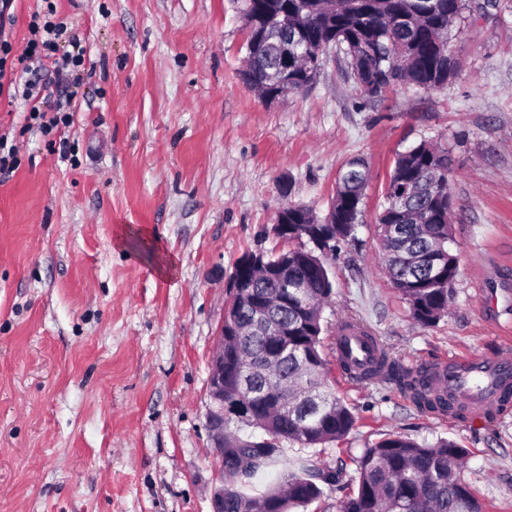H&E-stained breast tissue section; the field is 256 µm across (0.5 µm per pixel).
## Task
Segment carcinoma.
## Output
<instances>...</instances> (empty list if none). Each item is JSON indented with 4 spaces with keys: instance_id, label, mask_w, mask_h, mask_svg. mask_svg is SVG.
Wrapping results in <instances>:
<instances>
[{
    "instance_id": "obj_1",
    "label": "carcinoma",
    "mask_w": 512,
    "mask_h": 512,
    "mask_svg": "<svg viewBox=\"0 0 512 512\" xmlns=\"http://www.w3.org/2000/svg\"><path fill=\"white\" fill-rule=\"evenodd\" d=\"M252 8L275 18L288 19L305 30L303 39L288 40L291 51L288 75L312 85L321 72L309 58L307 44L330 45L342 56L353 80L356 98L377 101L403 86L436 89L434 73L448 67V42L464 12L476 14L495 0H251ZM278 40L261 53L246 41L247 59L255 70L259 90L266 95L272 84L266 77L279 67ZM448 151L422 140L392 161L384 186V207L378 229L394 221L406 227V238L380 236L388 253L384 271L409 306L413 319L430 327L448 311L451 287L458 273L450 216ZM338 188L326 213L313 214L298 206L296 220L312 230L332 234L333 251L352 237L364 206L369 166L359 156L347 159L336 173ZM288 252L266 253V258L288 263V306L275 318L288 324V352L279 354L275 342L261 332L236 336L228 328L224 341V386L236 385V373L260 367L257 374L270 393L246 399L245 418L224 419V512H296L323 494V487L343 480L346 469L284 468L265 492L248 495L238 484L253 478L274 462H282L283 448L266 447L246 430L258 427L268 434L297 444L316 447L344 439L356 417L336 395L326 378L329 360L324 353V304L332 293L327 258L312 249L306 236H288ZM246 288L235 299L236 320L245 323L253 306L277 286L255 272L243 276ZM385 376L401 391L411 394L424 413L448 408L446 398L432 392L424 372H413L380 349ZM466 449L453 441L434 445L390 435L352 458L356 466V491L341 504L340 512H483L472 489L457 470Z\"/></svg>"
}]
</instances>
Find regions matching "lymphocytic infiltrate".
<instances>
[{"label":"lymphocytic infiltrate","mask_w":512,"mask_h":512,"mask_svg":"<svg viewBox=\"0 0 512 512\" xmlns=\"http://www.w3.org/2000/svg\"><path fill=\"white\" fill-rule=\"evenodd\" d=\"M15 0H0V95L21 94L28 102V125L50 135L69 127L75 107L72 95L52 97L51 87L82 80L87 48L60 19L56 0H41L30 16L22 50H15L6 31L13 23Z\"/></svg>","instance_id":"lymphocytic-infiltrate-1"}]
</instances>
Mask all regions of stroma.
<instances>
[{
    "label": "stroma",
    "instance_id": "35a3bbf8",
    "mask_svg": "<svg viewBox=\"0 0 512 512\" xmlns=\"http://www.w3.org/2000/svg\"><path fill=\"white\" fill-rule=\"evenodd\" d=\"M88 56L64 145L0 98L20 165L0 177V512H212L221 485L206 414L212 351L237 260L278 249V208L325 213L350 157L371 167L352 239L329 262L332 308L406 365L470 348L512 354L478 315L498 289L512 321V0L462 18L461 69L355 104L345 66L265 104L241 78L243 0H58ZM447 147L448 311L417 324L380 264L378 214L396 152ZM141 227L160 252L118 245ZM357 423L341 442L285 444L293 471L345 467L391 435L466 448L484 512H512V414L481 423L419 412L385 380L333 370Z\"/></svg>",
    "mask_w": 512,
    "mask_h": 512
}]
</instances>
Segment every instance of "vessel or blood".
Here are the masks:
<instances>
[{"label": "vessel or blood", "mask_w": 512, "mask_h": 512, "mask_svg": "<svg viewBox=\"0 0 512 512\" xmlns=\"http://www.w3.org/2000/svg\"><path fill=\"white\" fill-rule=\"evenodd\" d=\"M335 349L336 358L357 361L365 369L378 367V352L360 325L340 328ZM428 376L432 388L447 396L453 407L479 420L497 410L503 395L512 391V358L482 351L452 353L429 364Z\"/></svg>", "instance_id": "vessel-or-blood-1"}]
</instances>
